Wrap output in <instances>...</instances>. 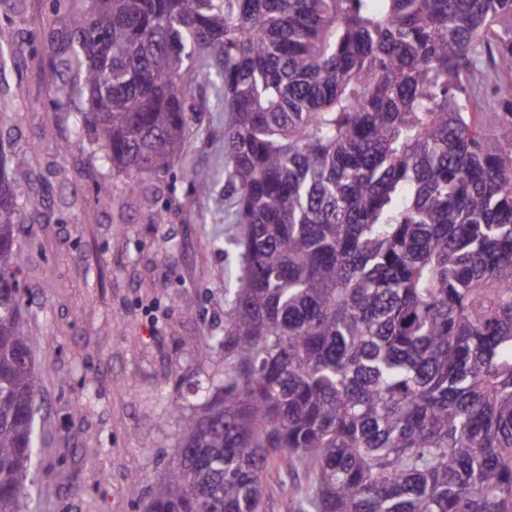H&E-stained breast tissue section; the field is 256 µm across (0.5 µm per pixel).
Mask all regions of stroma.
<instances>
[{
	"label": "stroma",
	"instance_id": "obj_1",
	"mask_svg": "<svg viewBox=\"0 0 512 512\" xmlns=\"http://www.w3.org/2000/svg\"><path fill=\"white\" fill-rule=\"evenodd\" d=\"M68 11L0 0V142L37 150L38 177L19 176L18 189L43 197L21 258L41 410L34 486L18 512H143L153 470L176 460L196 412L193 385L224 377L223 350L204 344L223 335L241 274L224 171L228 115L214 86L197 87L183 154L135 192L89 149L62 152L74 111L54 101L48 36ZM199 170L213 178L202 197L192 192ZM103 182L107 206L97 201Z\"/></svg>",
	"mask_w": 512,
	"mask_h": 512
}]
</instances>
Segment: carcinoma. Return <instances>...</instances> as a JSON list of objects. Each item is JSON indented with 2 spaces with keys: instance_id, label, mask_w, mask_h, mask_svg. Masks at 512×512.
<instances>
[{
  "instance_id": "obj_1",
  "label": "carcinoma",
  "mask_w": 512,
  "mask_h": 512,
  "mask_svg": "<svg viewBox=\"0 0 512 512\" xmlns=\"http://www.w3.org/2000/svg\"><path fill=\"white\" fill-rule=\"evenodd\" d=\"M52 35L75 137L126 174L184 149L222 79L242 262L224 379L146 512H512V0H91ZM0 144V512L30 493L40 390ZM267 493L262 512H286L287 493L292 491L294 484L302 482L301 476L288 477L277 464L269 467L264 478Z\"/></svg>"
}]
</instances>
